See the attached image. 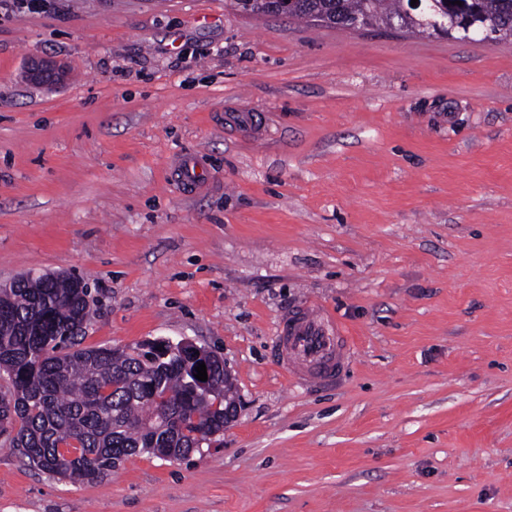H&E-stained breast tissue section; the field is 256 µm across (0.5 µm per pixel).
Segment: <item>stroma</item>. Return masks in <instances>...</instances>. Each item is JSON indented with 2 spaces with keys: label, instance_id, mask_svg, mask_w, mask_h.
Instances as JSON below:
<instances>
[{
  "label": "stroma",
  "instance_id": "obj_1",
  "mask_svg": "<svg viewBox=\"0 0 512 512\" xmlns=\"http://www.w3.org/2000/svg\"><path fill=\"white\" fill-rule=\"evenodd\" d=\"M29 272L86 284L82 347L193 340L243 407L93 483L0 439V512H512L510 41L0 0V281ZM306 305L348 338L326 383L275 349Z\"/></svg>",
  "mask_w": 512,
  "mask_h": 512
}]
</instances>
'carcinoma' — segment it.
Wrapping results in <instances>:
<instances>
[{"label":"carcinoma","mask_w":512,"mask_h":512,"mask_svg":"<svg viewBox=\"0 0 512 512\" xmlns=\"http://www.w3.org/2000/svg\"><path fill=\"white\" fill-rule=\"evenodd\" d=\"M253 15L288 16L322 27L399 29L436 34L456 16L471 26L458 39L512 41V0H232ZM88 288L67 276H23L0 288V436L28 464L87 482L117 471L130 456L179 459L224 432V360L207 362L210 389L194 377L189 350L86 349Z\"/></svg>","instance_id":"carcinoma-1"}]
</instances>
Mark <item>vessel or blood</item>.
<instances>
[{
    "label": "vessel or blood",
    "mask_w": 512,
    "mask_h": 512,
    "mask_svg": "<svg viewBox=\"0 0 512 512\" xmlns=\"http://www.w3.org/2000/svg\"><path fill=\"white\" fill-rule=\"evenodd\" d=\"M277 346L292 356L290 369L296 375H304L311 367L315 380L329 381L337 373L336 361L343 351L344 336L323 310L306 306L286 316Z\"/></svg>",
    "instance_id": "1"
}]
</instances>
